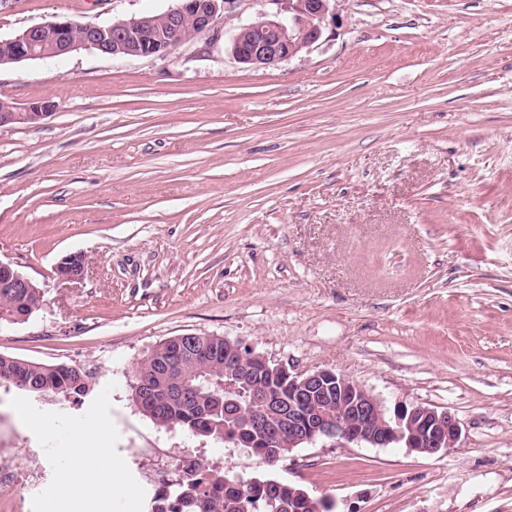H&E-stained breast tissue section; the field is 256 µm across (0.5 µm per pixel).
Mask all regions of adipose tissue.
<instances>
[{
  "label": "adipose tissue",
  "mask_w": 512,
  "mask_h": 512,
  "mask_svg": "<svg viewBox=\"0 0 512 512\" xmlns=\"http://www.w3.org/2000/svg\"><path fill=\"white\" fill-rule=\"evenodd\" d=\"M100 437L99 428L89 424L57 448L56 454L65 464L66 498L72 507L79 508L88 500L108 497L131 512L136 506L132 486L119 463H108Z\"/></svg>",
  "instance_id": "adipose-tissue-1"
}]
</instances>
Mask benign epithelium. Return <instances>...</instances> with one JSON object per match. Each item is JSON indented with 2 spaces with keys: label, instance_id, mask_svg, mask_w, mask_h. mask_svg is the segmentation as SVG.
Segmentation results:
<instances>
[{
  "label": "benign epithelium",
  "instance_id": "1",
  "mask_svg": "<svg viewBox=\"0 0 512 512\" xmlns=\"http://www.w3.org/2000/svg\"><path fill=\"white\" fill-rule=\"evenodd\" d=\"M237 0H177L176 6L153 17H133L109 25L78 24L71 20L31 26L22 33L0 39V63L43 59L89 48L108 56H165L179 44L214 27L218 12H228ZM287 16L257 20L236 27L231 52L242 64L274 67L316 43L327 19H336L343 0H272ZM52 108L49 101L19 107L0 100V126L42 119ZM82 255L70 254L59 263L58 273L68 279L83 277ZM224 354L242 365L255 360L265 370L288 379L292 399L266 395L260 416L268 422L286 420L292 443L312 444L321 438L339 444L372 447L401 446L411 452L436 454L457 447L462 428L450 412L422 404L397 403L388 410L383 401L349 377L333 370H300L256 353H248L239 340L224 338ZM339 403L336 415L324 413L330 402Z\"/></svg>",
  "mask_w": 512,
  "mask_h": 512
}]
</instances>
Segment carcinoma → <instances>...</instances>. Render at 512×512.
Returning <instances> with one entry per match:
<instances>
[{"mask_svg": "<svg viewBox=\"0 0 512 512\" xmlns=\"http://www.w3.org/2000/svg\"><path fill=\"white\" fill-rule=\"evenodd\" d=\"M41 291L38 288H0V317L25 320L40 308ZM171 362L179 372L191 378L196 388L192 396L178 399L166 389H160L152 399H144L141 382L154 377L159 365ZM232 365L225 362L224 339L215 335L197 334L187 348L173 339L160 342L141 360L131 385V399L137 409L156 425L180 427L196 436L224 441L245 428L244 417L236 418L238 411L248 412L260 394L277 395L288 399V380L271 374L262 366L254 365L250 379L237 383L233 391L224 390V382ZM6 383L24 390L31 386L39 395L54 394L67 398L87 391L88 375L75 366L45 365L7 356L0 360V384ZM255 446L253 455L269 461L276 452L288 455V425L280 427V449L261 448L259 444L269 434L254 428L248 433ZM288 512V484L262 478L242 485L236 475L220 469L200 465L174 491L157 496L152 512H272L271 504Z\"/></svg>", "mask_w": 512, "mask_h": 512, "instance_id": "obj_1", "label": "carcinoma"}]
</instances>
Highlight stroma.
Here are the masks:
<instances>
[{
	"mask_svg": "<svg viewBox=\"0 0 512 512\" xmlns=\"http://www.w3.org/2000/svg\"><path fill=\"white\" fill-rule=\"evenodd\" d=\"M174 4L0 0V39ZM275 10L238 0L163 57L0 66V98L55 104L0 127V260L43 295L0 322V354L96 369L67 399L0 384V446L42 449L58 475L55 447L97 424L142 489L136 512L152 506L145 448L271 475L331 512H512V0H344L310 48L239 63L225 35ZM71 253L82 279L57 273ZM183 334L449 411L461 442L324 439L267 470L133 404L138 362Z\"/></svg>",
	"mask_w": 512,
	"mask_h": 512,
	"instance_id": "1",
	"label": "stroma"
}]
</instances>
